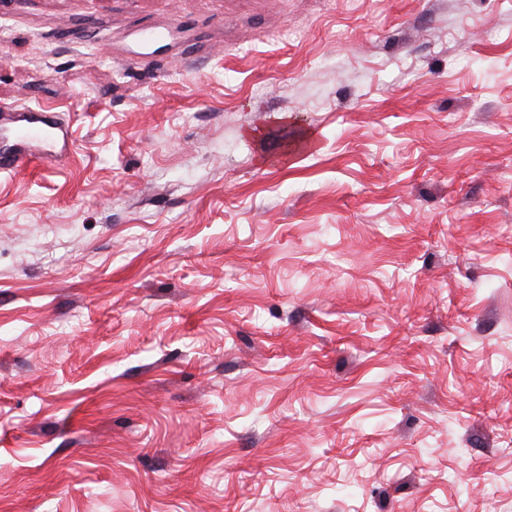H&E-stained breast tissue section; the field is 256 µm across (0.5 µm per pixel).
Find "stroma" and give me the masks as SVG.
Returning a JSON list of instances; mask_svg holds the SVG:
<instances>
[{
  "label": "stroma",
  "mask_w": 512,
  "mask_h": 512,
  "mask_svg": "<svg viewBox=\"0 0 512 512\" xmlns=\"http://www.w3.org/2000/svg\"><path fill=\"white\" fill-rule=\"evenodd\" d=\"M0 33V512H512V0ZM0 121L2 122H24L17 128V136L20 141L27 138H40L44 142V151L42 154V161L47 163H53L58 160L57 143L59 141V133L57 130L60 128L57 123L53 120V117L49 116L46 112L49 110L41 107H1L0 109ZM17 112H22L18 115Z\"/></svg>",
  "instance_id": "obj_1"
}]
</instances>
